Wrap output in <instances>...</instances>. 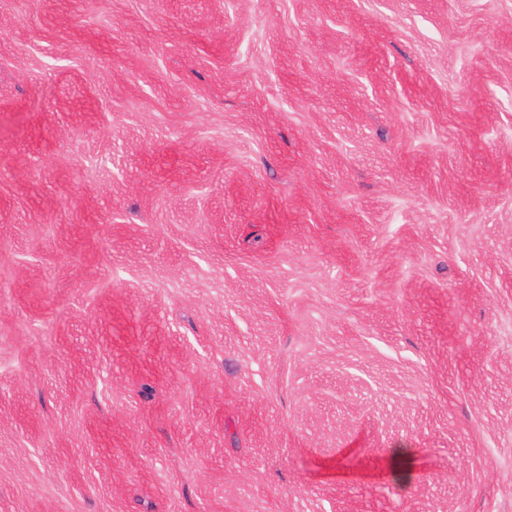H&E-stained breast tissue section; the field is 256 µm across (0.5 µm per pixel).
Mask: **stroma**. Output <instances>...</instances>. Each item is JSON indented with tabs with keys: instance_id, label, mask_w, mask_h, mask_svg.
<instances>
[{
	"instance_id": "stroma-1",
	"label": "stroma",
	"mask_w": 512,
	"mask_h": 512,
	"mask_svg": "<svg viewBox=\"0 0 512 512\" xmlns=\"http://www.w3.org/2000/svg\"><path fill=\"white\" fill-rule=\"evenodd\" d=\"M0 512H512V0H0Z\"/></svg>"
}]
</instances>
